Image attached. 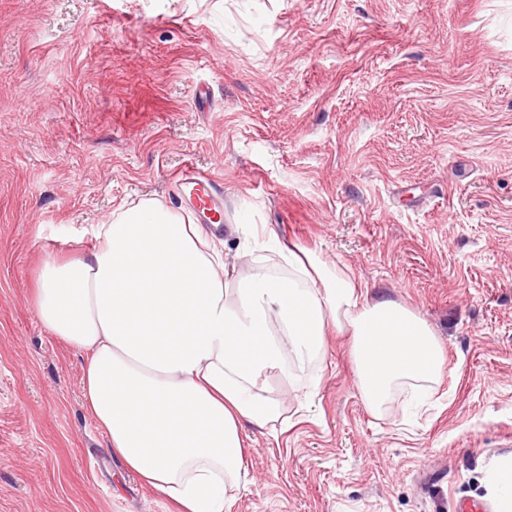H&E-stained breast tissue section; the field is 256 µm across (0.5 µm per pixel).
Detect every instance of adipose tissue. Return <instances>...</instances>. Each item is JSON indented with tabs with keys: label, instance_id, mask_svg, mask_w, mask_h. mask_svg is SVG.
Wrapping results in <instances>:
<instances>
[{
	"label": "adipose tissue",
	"instance_id": "adipose-tissue-1",
	"mask_svg": "<svg viewBox=\"0 0 512 512\" xmlns=\"http://www.w3.org/2000/svg\"><path fill=\"white\" fill-rule=\"evenodd\" d=\"M92 249L49 259L34 297L41 324L84 353L85 407L112 450L177 512H224L247 483L242 423L279 421L272 372L318 353L328 329L352 339L375 411L401 385L429 392L443 354L427 322L299 250L284 273L229 284L214 237L154 200L91 230Z\"/></svg>",
	"mask_w": 512,
	"mask_h": 512
}]
</instances>
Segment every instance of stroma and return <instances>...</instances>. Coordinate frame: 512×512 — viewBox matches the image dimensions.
I'll return each mask as SVG.
<instances>
[{
    "label": "stroma",
    "mask_w": 512,
    "mask_h": 512,
    "mask_svg": "<svg viewBox=\"0 0 512 512\" xmlns=\"http://www.w3.org/2000/svg\"><path fill=\"white\" fill-rule=\"evenodd\" d=\"M209 90L207 108L192 100ZM224 187L232 276L289 243L424 318L426 404H366L349 337L272 374L224 512H455L512 454V0H0V512H174L84 408L33 306L49 258L184 166Z\"/></svg>",
    "instance_id": "obj_1"
}]
</instances>
